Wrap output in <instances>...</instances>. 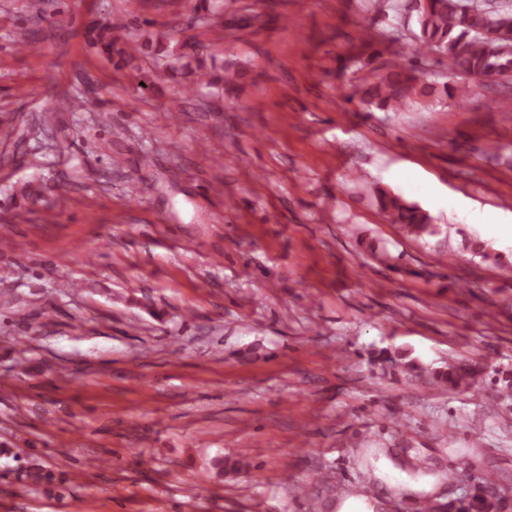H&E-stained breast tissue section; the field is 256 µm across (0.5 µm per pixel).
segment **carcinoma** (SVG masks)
<instances>
[{
	"mask_svg": "<svg viewBox=\"0 0 512 512\" xmlns=\"http://www.w3.org/2000/svg\"><path fill=\"white\" fill-rule=\"evenodd\" d=\"M417 48L425 54L444 57L448 70L464 82L454 91L468 97L475 83L492 80L502 91L504 102H512V0H422L417 8ZM414 69L393 67L355 87L359 103L395 112L406 107L410 96L428 94V87L416 89ZM385 222L397 224L409 237L435 233L432 217L424 210L396 195L381 190L377 195ZM374 361L389 367L402 365L409 374L425 369L403 353L382 350ZM484 372V364L461 360L433 373V380L451 388H470ZM496 482L476 486L458 505V512H495Z\"/></svg>",
	"mask_w": 512,
	"mask_h": 512,
	"instance_id": "cac0c4a2",
	"label": "carcinoma"
}]
</instances>
